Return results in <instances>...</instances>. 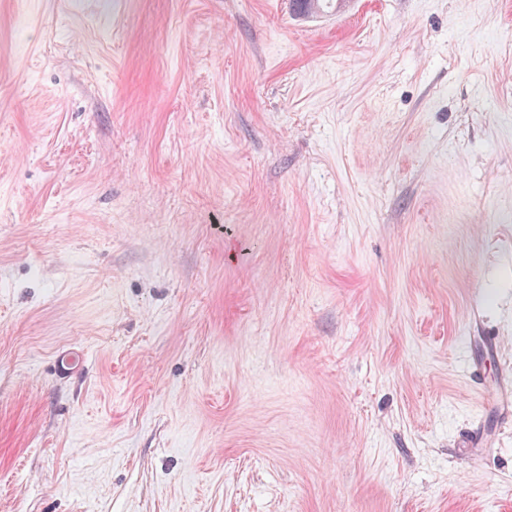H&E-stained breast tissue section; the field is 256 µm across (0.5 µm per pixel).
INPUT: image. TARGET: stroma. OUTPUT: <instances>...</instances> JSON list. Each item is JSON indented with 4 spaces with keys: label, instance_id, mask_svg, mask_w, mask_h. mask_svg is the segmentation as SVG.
<instances>
[{
    "label": "stroma",
    "instance_id": "stroma-1",
    "mask_svg": "<svg viewBox=\"0 0 512 512\" xmlns=\"http://www.w3.org/2000/svg\"><path fill=\"white\" fill-rule=\"evenodd\" d=\"M507 382L512 0H0V512H512Z\"/></svg>",
    "mask_w": 512,
    "mask_h": 512
}]
</instances>
